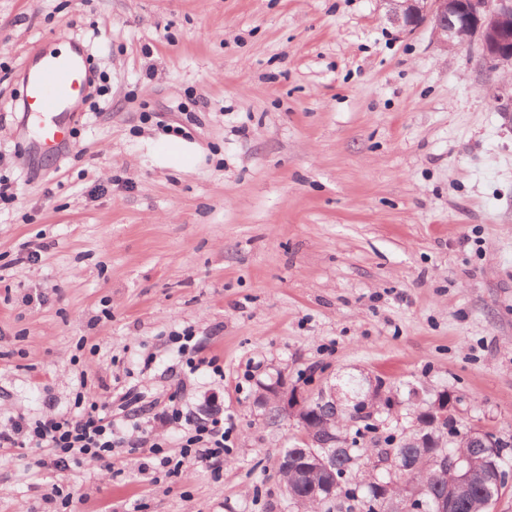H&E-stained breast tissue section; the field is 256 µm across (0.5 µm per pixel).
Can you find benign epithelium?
<instances>
[{
    "label": "benign epithelium",
    "mask_w": 512,
    "mask_h": 512,
    "mask_svg": "<svg viewBox=\"0 0 512 512\" xmlns=\"http://www.w3.org/2000/svg\"><path fill=\"white\" fill-rule=\"evenodd\" d=\"M379 3L386 19L396 27L412 31L429 26L437 42L446 49L476 44L482 58L491 67H512V0H379ZM271 394L280 415L295 414L303 429L306 447L297 449L302 456V472L330 469L331 452L320 447L315 436L317 428L305 416L311 397L282 387L271 389ZM446 422H453V414L448 396L442 395L429 404L412 441L420 446L432 444L434 435L431 428ZM470 437L480 453L457 459L443 456L433 458L435 465L450 470L452 474L447 490L436 498L435 512H459L462 499L470 488L472 475L481 467L485 470L486 478L485 508L494 509L496 498L512 484V472L498 463L508 451L504 440L490 430H474L470 432ZM325 488H329V485L320 487L308 483L299 493L291 491V496L299 503L316 502ZM379 499L380 512L386 506L389 512H418V505L423 503V492L414 488L400 500L385 492Z\"/></svg>",
    "instance_id": "obj_1"
}]
</instances>
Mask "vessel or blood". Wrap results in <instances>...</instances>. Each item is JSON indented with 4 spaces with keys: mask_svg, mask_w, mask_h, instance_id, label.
<instances>
[{
    "mask_svg": "<svg viewBox=\"0 0 512 512\" xmlns=\"http://www.w3.org/2000/svg\"><path fill=\"white\" fill-rule=\"evenodd\" d=\"M93 82L84 52H38L34 65L24 72L19 100L25 119L41 133V149L53 152L70 143L78 106L90 95Z\"/></svg>",
    "mask_w": 512,
    "mask_h": 512,
    "instance_id": "obj_1",
    "label": "vessel or blood"
}]
</instances>
